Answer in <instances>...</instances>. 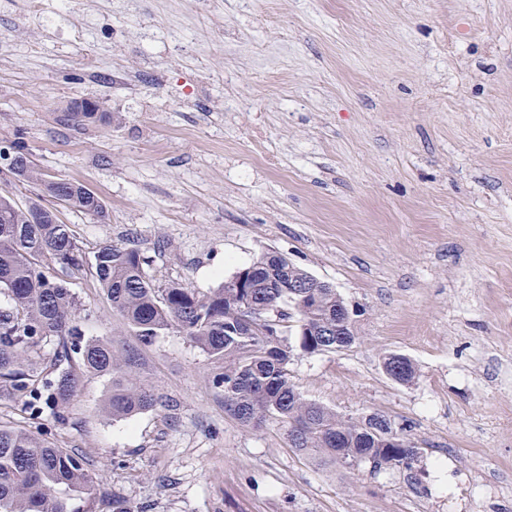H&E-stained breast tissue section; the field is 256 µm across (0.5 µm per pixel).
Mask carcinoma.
<instances>
[{
    "mask_svg": "<svg viewBox=\"0 0 512 512\" xmlns=\"http://www.w3.org/2000/svg\"><path fill=\"white\" fill-rule=\"evenodd\" d=\"M109 112H67L64 124L80 128L105 123ZM53 198L88 215L104 206L83 185L59 179L46 186ZM148 257L115 245L88 257L69 229L38 201L27 209L0 193V397L25 401L32 412L42 405L64 417L79 388V373L112 378L104 404L114 419L153 409L158 398L127 372L131 360L101 338H86L77 324L78 301L67 271L92 270L112 310L143 342L177 329L211 360L212 384L224 391V406L239 420L284 423L291 447L323 465L354 472L412 473L418 448L380 413L341 415L305 398L292 382L290 364L300 353L344 349L357 340L356 324L336 335V289L314 287L306 299L292 279L308 272L281 254L267 253L238 269L206 293L177 284L156 286L145 270ZM241 279L237 285L235 279ZM295 337L288 338V330ZM67 362L52 377L43 375V350ZM390 353L384 368L397 365L403 383L415 377L411 360ZM134 512L119 497H108L82 461L39 434L0 424V512Z\"/></svg>",
    "mask_w": 512,
    "mask_h": 512,
    "instance_id": "carcinoma-1",
    "label": "carcinoma"
}]
</instances>
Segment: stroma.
<instances>
[{
  "label": "stroma",
  "instance_id": "obj_1",
  "mask_svg": "<svg viewBox=\"0 0 512 512\" xmlns=\"http://www.w3.org/2000/svg\"><path fill=\"white\" fill-rule=\"evenodd\" d=\"M29 12L0 0V142L98 195L102 219L55 207L83 251L138 249L156 285L198 292L271 251L331 283L361 311L358 338L296 356L293 383L386 415L420 457L412 486L297 455L281 422L225 409L183 333L141 342L86 270L68 276L85 336L130 356L158 405L112 419L111 379L87 374L65 420L4 398L0 422L80 456L134 512H512V0H83L48 26ZM80 98L111 122L60 123ZM392 352L411 383L385 374Z\"/></svg>",
  "mask_w": 512,
  "mask_h": 512
}]
</instances>
